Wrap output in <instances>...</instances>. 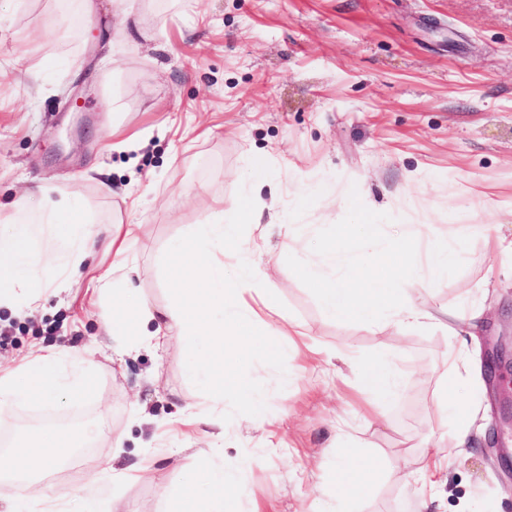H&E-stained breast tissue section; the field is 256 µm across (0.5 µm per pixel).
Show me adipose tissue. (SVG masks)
<instances>
[{"mask_svg":"<svg viewBox=\"0 0 512 512\" xmlns=\"http://www.w3.org/2000/svg\"><path fill=\"white\" fill-rule=\"evenodd\" d=\"M243 197L242 219L224 220V203L216 201L206 223L186 225L167 247L166 273L173 283L167 303L148 299L140 286V271L132 256L140 227L116 224L107 240L112 268L99 280L96 292L108 307L102 330L117 351H157L178 340L189 349L186 375L211 403L208 424H224V396L232 394L251 416L261 417L265 399L246 378L251 355L262 351L287 363L283 336L294 335L291 323H265L255 298L270 286L253 259L259 249L242 228L259 221ZM97 220L80 196L52 200L46 189L30 187L16 199L0 202V307L34 310L41 287L68 288L83 264L96 255ZM234 265H226V257ZM94 386L88 349L61 352L52 347L32 351L14 367H0V409L37 400L47 404L84 400ZM92 428L53 427L43 432L21 459L5 457L0 471L24 475L32 499L44 501L49 512H103L104 503L91 494L49 493L43 477L57 472L62 449L77 448L92 438ZM247 455L235 471L209 467L203 480L187 478L177 499V512H227L228 497L246 493L242 472L258 465Z\"/></svg>","mask_w":512,"mask_h":512,"instance_id":"1","label":"adipose tissue"}]
</instances>
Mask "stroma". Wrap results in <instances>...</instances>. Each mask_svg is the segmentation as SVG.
Wrapping results in <instances>:
<instances>
[{
    "instance_id": "1",
    "label": "stroma",
    "mask_w": 512,
    "mask_h": 512,
    "mask_svg": "<svg viewBox=\"0 0 512 512\" xmlns=\"http://www.w3.org/2000/svg\"><path fill=\"white\" fill-rule=\"evenodd\" d=\"M94 2L86 17L80 0H0V198L40 184L57 201L79 194L100 232L115 217L140 225L141 287L161 304L168 241L203 223L214 200L236 203L248 179H269L287 213L262 209L245 228L265 243L254 260L272 287L266 320L295 324L296 344L318 354L285 374L253 357L248 377L267 397L274 435L229 394L223 437L204 423L184 435L186 405L209 407L184 376L187 352L176 344L113 359L90 300L112 262L100 252L43 309H0V365L41 345L90 348L95 369L79 404L0 410V445L14 448L24 424L97 418L91 459L154 460L155 482L95 489L118 492L129 512H161V487L202 477L213 446L229 470L246 453L261 459L231 512H326L341 421L347 453L376 459L352 512H512V427L500 419L512 371L477 395L470 448L423 468L454 443L444 393L512 342V256L497 249L512 241V0ZM146 128L153 135L136 149H115ZM353 189L367 208L417 225L425 243L459 224L470 237L458 274L404 283L430 314L423 323L328 318L289 269L287 224L337 223ZM386 360L400 372L399 397H363L360 368Z\"/></svg>"
}]
</instances>
